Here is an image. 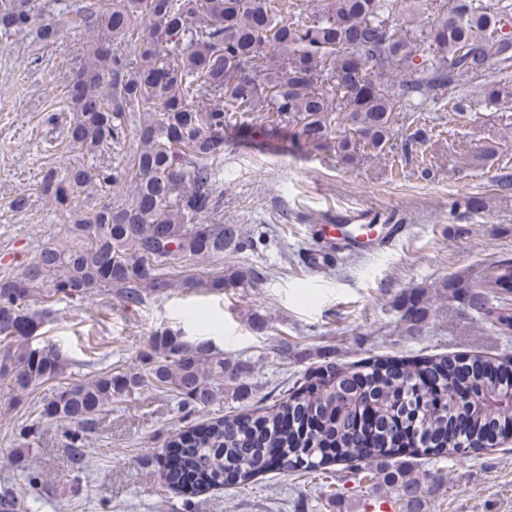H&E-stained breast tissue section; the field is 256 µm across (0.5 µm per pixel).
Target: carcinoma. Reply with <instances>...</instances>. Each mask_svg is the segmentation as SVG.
Listing matches in <instances>:
<instances>
[{
	"instance_id": "cac0c4a2",
	"label": "carcinoma",
	"mask_w": 512,
	"mask_h": 512,
	"mask_svg": "<svg viewBox=\"0 0 512 512\" xmlns=\"http://www.w3.org/2000/svg\"><path fill=\"white\" fill-rule=\"evenodd\" d=\"M312 0L295 16L289 0H91L76 12L94 34L81 67L68 80L72 118L62 126L66 148L98 162L60 173L45 171L40 191L67 214L70 245L43 247L16 274L0 277V384L23 404L68 363L53 346L31 339L43 301L82 303L103 291L129 306L179 286L188 292L256 288L259 270L217 276L168 270L188 260L238 249L237 224L212 215L213 165L224 160V131L275 140L304 152L334 151L346 166L371 153L421 154L433 128L419 113L444 104L464 116L471 102L460 90L485 80L483 104L512 100V89L490 80L512 66V5L497 0ZM33 0H0V34L35 33L50 43L59 29L41 19ZM139 113L136 149L121 173L105 161ZM259 113L257 126L244 117ZM402 112L416 117L392 142ZM128 185L131 201L86 210L85 199ZM444 287L471 311L512 332V260L499 262L479 284L452 277ZM400 321L418 333L427 307L417 291L398 296ZM139 365L70 382L42 400L18 435L36 436L44 423L63 422L76 461L86 436L112 400L155 389L187 416L206 414L224 388L248 396L249 362L224 357L207 340L189 341L160 329L138 354ZM512 372V357L447 355L402 360L368 358L350 365L326 357L306 382L272 405L217 419L177 434L165 459L172 484L185 494L225 484L243 487L265 473L321 474L340 462L382 464L400 454L461 459L512 441V391L492 380ZM384 473L416 510L424 483Z\"/></svg>"
}]
</instances>
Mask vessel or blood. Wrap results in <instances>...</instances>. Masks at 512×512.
<instances>
[{
  "label": "vessel or blood",
  "instance_id": "1",
  "mask_svg": "<svg viewBox=\"0 0 512 512\" xmlns=\"http://www.w3.org/2000/svg\"><path fill=\"white\" fill-rule=\"evenodd\" d=\"M374 214L373 208L355 207L338 214L335 225H312V236L321 237L322 243L306 250V266L320 272L343 256L370 254L388 248L407 233L408 227L404 224L389 225L381 233L370 229L369 222Z\"/></svg>",
  "mask_w": 512,
  "mask_h": 512
}]
</instances>
